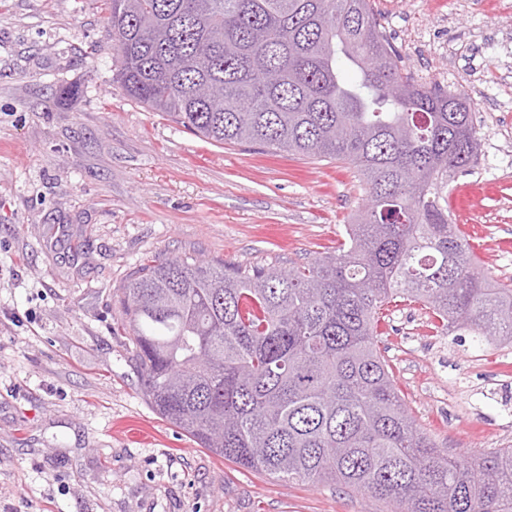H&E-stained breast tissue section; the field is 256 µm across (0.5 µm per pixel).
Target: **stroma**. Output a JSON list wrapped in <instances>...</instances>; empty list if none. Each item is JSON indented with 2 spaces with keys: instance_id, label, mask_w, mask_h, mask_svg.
<instances>
[{
  "instance_id": "obj_1",
  "label": "stroma",
  "mask_w": 512,
  "mask_h": 512,
  "mask_svg": "<svg viewBox=\"0 0 512 512\" xmlns=\"http://www.w3.org/2000/svg\"><path fill=\"white\" fill-rule=\"evenodd\" d=\"M402 65L466 99L484 149L448 189L479 271L512 279V0H371ZM103 0H0V512H386L242 467L141 392L119 302L151 259L285 269L335 251L367 190L349 164L200 140L113 82ZM381 346L438 448L478 455L512 415L499 346L392 303Z\"/></svg>"
}]
</instances>
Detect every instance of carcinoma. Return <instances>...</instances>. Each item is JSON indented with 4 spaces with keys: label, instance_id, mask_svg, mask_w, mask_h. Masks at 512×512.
<instances>
[{
    "label": "carcinoma",
    "instance_id": "1",
    "mask_svg": "<svg viewBox=\"0 0 512 512\" xmlns=\"http://www.w3.org/2000/svg\"><path fill=\"white\" fill-rule=\"evenodd\" d=\"M113 80L212 143L350 164L367 206L338 252L283 271L198 258L121 289L153 410L201 448L394 512H512V445L450 454L407 412L381 352L398 300L512 345V283L481 274L448 214L478 158L472 113L418 84L370 0H105Z\"/></svg>",
    "mask_w": 512,
    "mask_h": 512
}]
</instances>
